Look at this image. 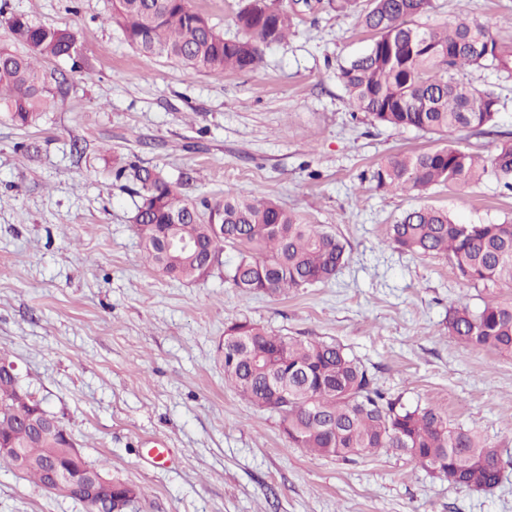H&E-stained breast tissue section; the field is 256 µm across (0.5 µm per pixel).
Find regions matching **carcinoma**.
Instances as JSON below:
<instances>
[{
	"label": "carcinoma",
	"instance_id": "carcinoma-1",
	"mask_svg": "<svg viewBox=\"0 0 512 512\" xmlns=\"http://www.w3.org/2000/svg\"><path fill=\"white\" fill-rule=\"evenodd\" d=\"M338 12H355L373 33L361 56L338 67L353 106L373 121L448 137L494 126L498 96L455 77L476 66L512 74V42L466 17L444 25L417 23L433 0H331ZM125 40L146 57L166 58L196 73L252 70L263 51L283 41L293 13L283 0H246L236 16L242 37L226 39L189 0H112L109 16ZM0 22L10 44L0 45V111L27 127L65 97L64 82L41 68L48 58L71 56L75 37L24 14ZM493 176L512 190V139L500 142L490 164L448 142L422 152L391 156L371 174L376 188L425 193L438 186L477 184ZM115 178L137 182L135 231L146 261L176 281L201 278L203 261L236 252L224 281L241 295L280 294L332 280L347 262V242L306 224L276 201L254 193L221 195L197 204L162 174L132 164ZM224 225L216 238L212 225ZM391 242L415 255L448 257L467 281L512 287V220L460 224L432 207L406 211L391 225ZM448 334L466 348L512 356V297L492 298L473 310L448 304ZM284 384L276 398L268 379ZM224 382L249 404L288 419L297 448L349 462L399 451L434 477L457 475L453 485L490 491L501 482L502 450L476 431L448 422L440 410L407 406L376 385L366 366L337 343L302 340L267 331L250 321L224 329ZM20 385L0 377V440L32 460L25 473L51 490L48 467L70 464L69 445L55 433L40 434L25 421L30 404Z\"/></svg>",
	"mask_w": 512,
	"mask_h": 512
}]
</instances>
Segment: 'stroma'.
<instances>
[{
  "label": "stroma",
  "mask_w": 512,
  "mask_h": 512,
  "mask_svg": "<svg viewBox=\"0 0 512 512\" xmlns=\"http://www.w3.org/2000/svg\"><path fill=\"white\" fill-rule=\"evenodd\" d=\"M7 9L69 29L77 55L43 61L67 94L36 125L0 113V356L86 461L136 486L127 512H512V357L463 349L443 323L450 301L477 309L488 292L446 257L389 238L405 211L425 205L462 224L510 220L512 191L491 177L424 194L376 188L378 162L436 138L354 115L336 77L371 42L354 16L299 2L287 39L259 67L200 74L137 53L109 22L110 0ZM462 13L512 37V0H434L420 21ZM461 76L499 97L491 133L454 136L487 162L512 137V77L474 66ZM117 158L161 171L196 201L264 194L335 231L349 259L330 282L285 295L228 288L229 248L208 276L169 279L142 259L136 197L112 175ZM244 320L340 344L389 395L479 431L508 451L501 484L476 492L406 455L345 463L294 447L277 414L224 385L217 346ZM0 512L88 509L0 466Z\"/></svg>",
  "instance_id": "obj_1"
}]
</instances>
